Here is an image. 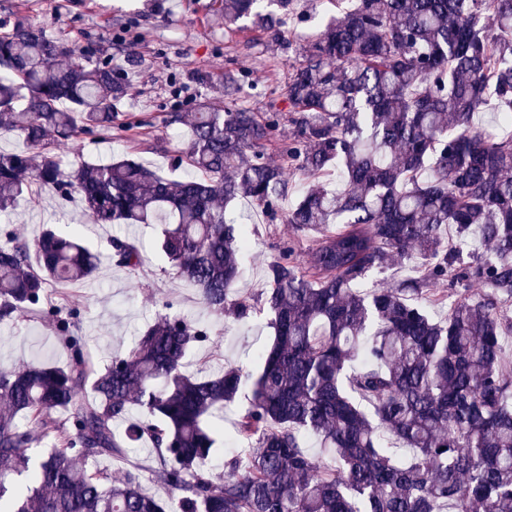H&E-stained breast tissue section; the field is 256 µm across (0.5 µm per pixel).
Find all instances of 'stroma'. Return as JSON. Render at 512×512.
I'll list each match as a JSON object with an SVG mask.
<instances>
[{"label": "stroma", "mask_w": 512, "mask_h": 512, "mask_svg": "<svg viewBox=\"0 0 512 512\" xmlns=\"http://www.w3.org/2000/svg\"><path fill=\"white\" fill-rule=\"evenodd\" d=\"M220 7V0H0V20L41 25L90 62L111 63L128 75L129 92L111 130L84 137L80 155L101 161L131 154L158 170L186 147L172 113L192 112L201 104L224 108V91L216 78L227 70L243 81L239 104L262 114L278 113L281 139L291 137L287 87L295 55L285 52L283 44H305L337 11L336 0H293V12L276 41L246 22L225 26ZM234 209L247 217L251 232L238 295L253 301L264 287L265 264L288 247L305 256L312 236L294 232L282 216H267L248 201L237 202ZM64 222L82 225L84 240L103 260L93 279L55 283L48 294L54 304L78 310L79 333L95 359L127 352L138 332L169 309L210 331L209 341L190 352V374L205 375L227 365L255 366L257 352L272 342L265 317L238 321L211 314L197 289L177 279L152 250L156 226L138 225L137 236L150 250L143 265L129 271L106 258L115 227L88 223L79 197L65 200L42 188L23 195L8 216H0V225L10 224L29 239L42 225ZM47 360L59 365L67 361L52 320L20 314L0 322V369Z\"/></svg>", "instance_id": "stroma-1"}]
</instances>
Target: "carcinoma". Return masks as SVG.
I'll return each mask as SVG.
<instances>
[{
    "label": "carcinoma",
    "instance_id": "1",
    "mask_svg": "<svg viewBox=\"0 0 512 512\" xmlns=\"http://www.w3.org/2000/svg\"><path fill=\"white\" fill-rule=\"evenodd\" d=\"M291 4L224 0V24L272 31ZM128 89L43 27L0 22V139L27 146L0 152V213L49 187L78 195L94 224H160L157 248L177 276L210 312L244 320L256 308L235 294L251 241L229 205L248 198L275 215L288 172L336 167L342 187L311 184L284 214L317 237L303 260L288 248L266 264L260 307L274 338L254 372L185 374L207 332L170 313L99 369L73 332L77 310L47 309L44 296L92 278L100 255L55 225L31 241L3 230L0 321L52 318L70 359L0 372V512H512V136L473 123L491 97L512 112V0H351L292 64L289 140L277 113L230 103L174 113L185 177L128 155L66 168L58 146L112 129ZM474 237L485 252L466 263ZM109 246L116 266L142 265L136 240ZM416 255L419 275L354 289ZM444 280L488 292L459 295L434 320L413 297ZM241 395L243 452L226 480L210 463ZM310 437L333 466L308 452ZM136 443L150 445L172 496L145 489L128 462ZM102 459L122 465L119 479Z\"/></svg>",
    "mask_w": 512,
    "mask_h": 512
}]
</instances>
